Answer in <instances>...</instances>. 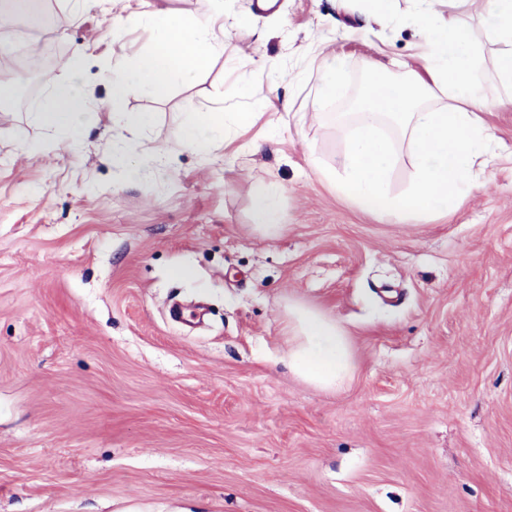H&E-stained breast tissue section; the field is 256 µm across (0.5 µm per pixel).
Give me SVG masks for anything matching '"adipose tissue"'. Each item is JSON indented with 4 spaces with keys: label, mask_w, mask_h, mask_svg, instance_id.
Returning <instances> with one entry per match:
<instances>
[{
    "label": "adipose tissue",
    "mask_w": 512,
    "mask_h": 512,
    "mask_svg": "<svg viewBox=\"0 0 512 512\" xmlns=\"http://www.w3.org/2000/svg\"><path fill=\"white\" fill-rule=\"evenodd\" d=\"M418 3L413 22L423 39V70L389 81L369 69L363 105L340 125L339 189L362 209L396 222L442 211L451 214L460 207L471 163L485 153L490 140L482 115L503 99H512V0H483L489 35L501 47L488 70L476 54L473 28L461 14L442 18L433 11L432 0ZM130 25L153 28L156 46L134 65L113 63L108 78L112 120L126 128L147 129L155 122L154 113L124 111L126 97L137 90L165 98L174 85L223 53L224 2L212 0L207 11L194 17L131 12L115 18L114 35ZM86 60L85 49H76L71 80L51 83L39 105L40 121L54 133L56 145L77 144L83 134L86 106L77 80ZM175 136L181 146L206 155L226 140L228 131L213 113L195 112ZM401 150L411 157L415 170L406 194L395 196L389 179ZM282 193L275 183L254 191L256 229L269 234L280 230ZM287 332L288 364L295 374L328 390L344 385L352 363L338 321L293 304Z\"/></svg>",
    "instance_id": "obj_1"
}]
</instances>
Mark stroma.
<instances>
[{
  "mask_svg": "<svg viewBox=\"0 0 512 512\" xmlns=\"http://www.w3.org/2000/svg\"><path fill=\"white\" fill-rule=\"evenodd\" d=\"M258 2L224 0L223 54L166 99H126L146 130L113 124L105 78L153 34L112 19L204 0H46L14 26L51 27L53 61L0 48V79L33 88L0 108V512H512V105L484 113L490 154L455 213L366 212L327 180L342 102L311 104L324 65L348 92L367 61L421 67L414 0L372 23L362 0ZM79 45L85 132L53 148L39 104ZM200 111L231 128L205 156L175 138ZM129 143L165 149L164 170L123 180ZM268 182L276 236L252 225ZM175 300L206 304L204 325L173 322ZM291 301L344 326L342 389L289 371ZM282 187L276 183L259 186L253 193L254 227L268 234H275L281 229Z\"/></svg>",
  "mask_w": 512,
  "mask_h": 512,
  "instance_id": "1",
  "label": "stroma"
}]
</instances>
